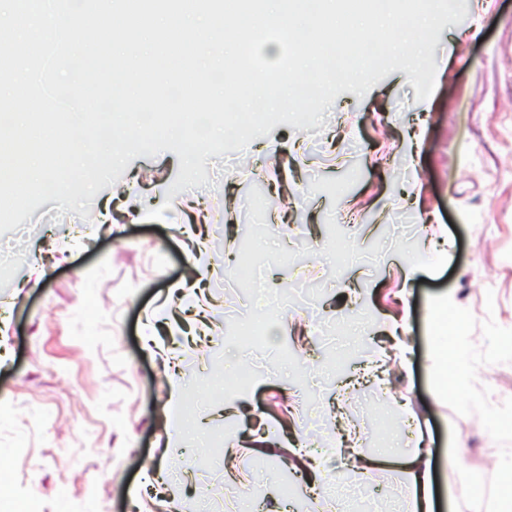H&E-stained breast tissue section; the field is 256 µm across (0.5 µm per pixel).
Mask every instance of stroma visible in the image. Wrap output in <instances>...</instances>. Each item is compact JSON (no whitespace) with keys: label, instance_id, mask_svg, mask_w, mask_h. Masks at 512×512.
Wrapping results in <instances>:
<instances>
[{"label":"stroma","instance_id":"1","mask_svg":"<svg viewBox=\"0 0 512 512\" xmlns=\"http://www.w3.org/2000/svg\"><path fill=\"white\" fill-rule=\"evenodd\" d=\"M466 8L462 23L439 34L435 90L426 101H417L406 71H392L365 96L340 93L321 125L280 123L245 152L209 157L211 194L184 192L204 197L207 246L219 248L224 269L247 233L249 189L285 170L288 214L268 204L265 223L272 242L310 250L267 273L270 287L303 292L266 337L289 347L307 373L304 384L259 358L252 365L263 379L249 395L198 417L208 430L234 423L233 477L201 466L189 443L168 448L162 440L165 351L179 350L201 377L217 355L237 362L244 351L217 339L251 305L222 269L205 291L214 337L177 349L160 315L145 330L147 311L177 303L174 286L187 277L191 229L180 213L170 208L161 221L99 224L90 233L77 212L59 213L48 201L0 235V252L13 257L0 266L8 326L0 350L9 354L0 362V512H162L168 484L194 512H235L247 491L271 508L284 502L294 512H336L332 500L303 501L302 476L283 483L279 451L310 442L330 454L340 426L359 431L364 443L392 439L398 454L415 448L419 427H429L439 512H451L462 494L457 467L493 476L498 445L477 416L457 415L429 385V297L451 294L477 321L491 316L512 329V0H466ZM245 154L252 166H243ZM179 166L171 151L142 155L121 178L135 182L140 210L154 209ZM354 168L358 179L339 201L311 192L312 181ZM330 214L358 249L381 243L378 261H357L333 276L321 254ZM443 231L448 260L433 266L419 246ZM363 317L371 352L347 356L354 339L344 329ZM394 318L405 329L403 362L384 355ZM309 392L319 404H306ZM261 434L275 455L254 450ZM364 479L391 512H407L400 472L386 467Z\"/></svg>","mask_w":512,"mask_h":512}]
</instances>
